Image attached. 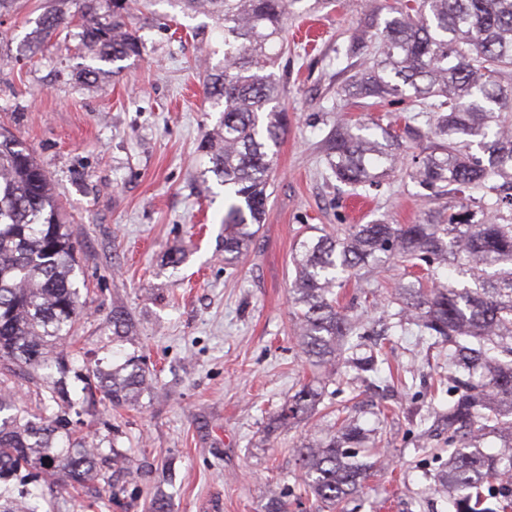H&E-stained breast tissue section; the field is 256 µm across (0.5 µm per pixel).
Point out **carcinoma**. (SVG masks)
<instances>
[{"label": "carcinoma", "instance_id": "obj_1", "mask_svg": "<svg viewBox=\"0 0 512 512\" xmlns=\"http://www.w3.org/2000/svg\"><path fill=\"white\" fill-rule=\"evenodd\" d=\"M300 0H177L207 8L221 21L224 61L205 92L221 107L218 129L200 145L224 186V264L235 265L255 240L267 213L274 158L287 113L273 106L280 92L274 69L282 57L284 17ZM128 0H78L68 15L47 8L30 42L42 45L75 23L81 45L101 61L138 57L142 43L125 22ZM367 27L343 50L353 70L338 94L369 109L390 98L408 102L404 134L427 141L406 175L431 195L459 205L429 208L414 224H349L336 235L298 242L291 291L293 330L304 358L328 380L346 373L362 345L364 324L337 305L334 288L363 270L398 258L418 267L452 265L475 289L399 281V309L385 316L390 332L418 326L448 344V468L435 489L452 495L454 512H480L465 491L512 472V453L487 454L491 434L512 449V0H394L384 27ZM402 134V135H404ZM402 135L376 117L363 125L336 119L324 139L336 180L356 190L377 188L398 170ZM477 147L482 156L472 153ZM77 241L45 168L8 129L0 128V361L21 372L42 371L48 400L59 411L32 412L0 394V512H40L29 488L36 470L62 489L91 480L110 484L99 464L130 470V450L73 438L62 410L73 407L66 384L68 356L48 353L71 343L79 316L74 278ZM112 335L132 340L124 312L112 311ZM59 377H54L52 369ZM83 400L99 394L118 408L135 406L150 388L142 358L125 357L106 371L81 377ZM322 389L306 384L272 417L285 428L311 417ZM326 425L295 449L307 494L323 512H337L371 475L359 457L368 433L352 417ZM264 512H288L281 491Z\"/></svg>", "mask_w": 512, "mask_h": 512}]
</instances>
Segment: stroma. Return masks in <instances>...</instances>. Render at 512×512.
Listing matches in <instances>:
<instances>
[{
    "label": "stroma",
    "mask_w": 512,
    "mask_h": 512,
    "mask_svg": "<svg viewBox=\"0 0 512 512\" xmlns=\"http://www.w3.org/2000/svg\"><path fill=\"white\" fill-rule=\"evenodd\" d=\"M391 0H345L288 9L282 106L288 129L277 149L266 221L235 266L224 263V188L209 174L199 144L220 111L203 84L224 58L216 17L184 13L176 0H134L126 18L143 56L118 61V77L87 86L77 27L45 47L27 36L46 0H14L0 11V126L30 150L72 218L80 248L76 282L83 309L67 352L76 368L137 353L152 387L140 405L112 408L77 401V435L131 449V474L114 477V500L101 484L76 491L40 483L42 512H149L164 495L171 512H262L269 488H285L289 512L306 502L292 449L315 437L336 407L356 410L375 445L374 468L345 512H453L435 490L448 462V352L428 348L418 329L381 337L385 359L370 388L347 378L327 384L326 413L267 433L275 410L301 385L320 379L292 331L289 288L301 230L340 232L383 220L411 224L425 209L423 190L404 171L367 195L331 176L322 140L342 108L344 48L370 7ZM182 260L171 266L169 256ZM411 269L394 263L337 291L342 309L375 320L394 283ZM124 310L134 339H112V311Z\"/></svg>",
    "instance_id": "1"
}]
</instances>
